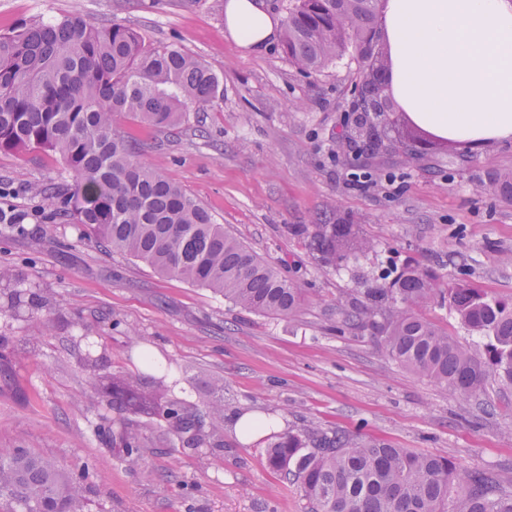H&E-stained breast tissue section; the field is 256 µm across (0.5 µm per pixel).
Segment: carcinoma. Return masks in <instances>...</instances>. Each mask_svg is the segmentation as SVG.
Returning <instances> with one entry per match:
<instances>
[{"label":"carcinoma","instance_id":"cac0c4a2","mask_svg":"<svg viewBox=\"0 0 512 512\" xmlns=\"http://www.w3.org/2000/svg\"><path fill=\"white\" fill-rule=\"evenodd\" d=\"M283 48L311 74L349 48L373 78L388 69L376 0H290ZM223 97L219 77L199 59L177 47H153L128 25L74 12L0 33V150L59 155L72 184L56 192L55 214L161 275L254 313L290 316L302 301L300 283L225 233L179 185L144 165L136 145L114 127L126 116L175 133L190 113ZM288 234L309 239L325 264L372 249L354 224H293ZM367 296L369 311L381 318L372 326L394 361L464 397L492 378L512 384V305L467 283L441 289L434 274L412 263ZM436 297L487 338L484 357L419 314ZM98 393L121 415L118 423L104 419L98 431L131 465L143 426L188 446L204 444L200 416L180 400L144 390L136 377H114ZM207 415H224V384L215 386ZM266 463L298 485L308 512H512V491L484 470L460 473L446 456L337 431L310 426L277 435L266 446ZM87 477L27 446L0 448V512H68L89 489Z\"/></svg>","mask_w":512,"mask_h":512}]
</instances>
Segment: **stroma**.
<instances>
[{"instance_id": "35a3bbf8", "label": "stroma", "mask_w": 512, "mask_h": 512, "mask_svg": "<svg viewBox=\"0 0 512 512\" xmlns=\"http://www.w3.org/2000/svg\"><path fill=\"white\" fill-rule=\"evenodd\" d=\"M224 0H0V32L78 11L175 45L222 80L224 97L174 135L129 118L117 128L147 166L179 184L225 232L301 281L297 312L265 316L209 289L162 276L56 218L47 189L70 184L52 152L0 151V447L31 446L67 470L90 465L82 512H307L297 484L265 462L269 434L305 425L447 456L512 491V385L470 398L392 360L365 313L381 274L414 262L444 284L466 282L512 302V196L491 190L512 171V142L444 144L414 156L348 144L365 72L343 55L321 74L280 44L249 53L224 36ZM358 225L365 256L319 263L292 224ZM358 311L354 322L345 315ZM48 330L37 333V322ZM152 352L168 374L147 368ZM134 375L204 414L224 383L207 445L146 438L125 465L97 427L112 417L97 376ZM274 417L242 439L237 419Z\"/></svg>"}]
</instances>
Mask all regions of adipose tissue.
I'll return each instance as SVG.
<instances>
[{
	"mask_svg": "<svg viewBox=\"0 0 512 512\" xmlns=\"http://www.w3.org/2000/svg\"><path fill=\"white\" fill-rule=\"evenodd\" d=\"M264 0H224V34L257 52L280 34ZM388 92L439 139L512 140V0H380Z\"/></svg>",
	"mask_w": 512,
	"mask_h": 512,
	"instance_id": "ef3b65f1",
	"label": "adipose tissue"
}]
</instances>
